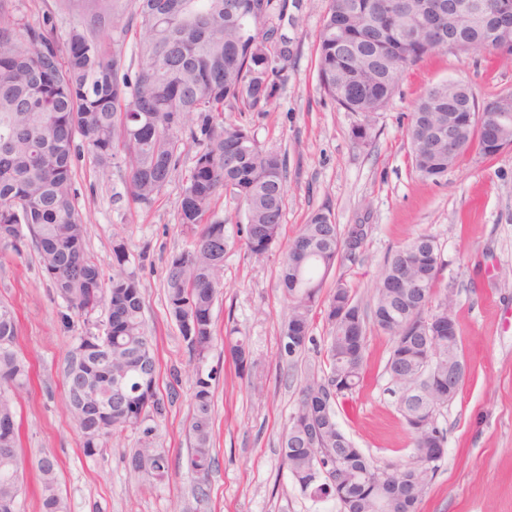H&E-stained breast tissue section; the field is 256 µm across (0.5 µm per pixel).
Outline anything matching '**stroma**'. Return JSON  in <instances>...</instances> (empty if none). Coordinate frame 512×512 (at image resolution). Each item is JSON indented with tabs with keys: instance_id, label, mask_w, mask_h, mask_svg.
<instances>
[{
	"instance_id": "stroma-1",
	"label": "stroma",
	"mask_w": 512,
	"mask_h": 512,
	"mask_svg": "<svg viewBox=\"0 0 512 512\" xmlns=\"http://www.w3.org/2000/svg\"><path fill=\"white\" fill-rule=\"evenodd\" d=\"M288 3L279 32L290 54L272 105L265 112L229 115L251 127L263 145L285 154L287 208L282 242L257 260L235 242L245 222L243 207L224 196L217 203L234 244L224 255V286L213 309L215 339L207 359L218 382L216 460L206 495L198 494L187 462L194 364L164 299L168 260L193 240L178 222L196 154L189 144L178 171L148 206L131 202L125 170L101 178L85 156L75 167V204L87 227L89 255L111 275L112 237H124L130 268L143 287L142 317L157 358L158 393L168 400L151 434L129 429L95 455L84 454L63 385L66 357L82 323L69 317L32 245L0 248V301L16 312V349L31 369L30 386L14 396L24 464L20 512H39L36 461L45 451L58 459L70 512H339L337 503L304 496L279 455L305 374L327 367L330 336L326 311L318 309L306 351L292 362L282 358L280 329L288 316L278 278L283 242L322 207L341 228L366 227L362 248L338 263L326 282L330 288L345 283L365 306L391 250L420 234L436 240L445 263L437 289L455 300L467 372L455 399L437 415L447 445L420 512H512V147L488 157L468 154L435 184L414 174L407 137L410 113L435 84H466L481 101L512 93V53L447 48L425 56L402 75L388 107L368 122L339 107L319 85L325 0ZM12 10L31 24L52 17L62 37L83 13L82 6L67 8L60 0H12ZM363 123L369 135L359 142L354 130ZM233 328L248 340L252 367L246 377L224 348ZM391 346L388 336L368 328L364 381L335 412L356 448L398 469L415 450L398 411V389L385 370ZM151 443L169 449L171 466L168 478L148 486L129 475L124 455Z\"/></svg>"
}]
</instances>
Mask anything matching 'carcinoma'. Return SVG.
Wrapping results in <instances>:
<instances>
[{"label": "carcinoma", "mask_w": 512, "mask_h": 512, "mask_svg": "<svg viewBox=\"0 0 512 512\" xmlns=\"http://www.w3.org/2000/svg\"><path fill=\"white\" fill-rule=\"evenodd\" d=\"M9 2L0 0V246L18 251L31 240L57 296L82 321L64 385L89 456L113 435L162 415L165 401L156 381L142 376L144 366L155 367L157 360L126 242L112 238L108 278L88 256L86 225L73 197L75 161L86 153L104 177L113 166L125 169L130 198L150 205L178 170L185 140L198 147L179 211V223L196 233L189 248L169 259L164 288L167 310L196 364L188 464L203 481L215 463L216 372L206 361L230 245L217 200L224 194L245 208L240 244L257 258L280 239L286 210L285 157L260 144L248 126L224 121V113L262 112L272 103L276 61L289 54L273 19L284 16L288 0H112L109 9L86 12L63 42L50 17L38 25L24 22L13 16ZM398 2L399 12L388 15L379 0H328L318 42L319 81L340 107L366 120L389 104L405 69L448 47V30L420 12L421 0ZM133 16L142 36L131 73L124 40H112L109 51L99 33L110 26L124 36ZM450 25L465 37L462 50L495 49L469 30V15L451 18ZM435 127L449 135H436ZM408 138L414 171L439 183L464 155L492 156L512 144V96L480 104L464 84L434 85L410 116ZM350 235L352 229L341 230L322 208L283 251L279 279L289 315L281 353L292 359L305 349L313 313L323 302L331 331L328 369L304 377L281 435L280 456L303 494L334 500L340 512H381L398 495L405 497L403 512H418L437 469L429 460L442 459L430 449L447 443L436 415L465 377L458 334H437L432 323L438 316L448 324L453 298L437 293L444 264L435 240L425 234L387 256L370 308L360 306L341 282L323 298L326 277ZM102 306L107 317L98 321L94 315ZM369 321L392 342L385 366L390 379L415 392L399 407L415 456L396 483L382 480L389 467L353 446L334 411L336 401L362 383ZM16 340L15 312L0 302V512H18L22 491L13 395L29 370ZM224 344L238 370L246 371V339L227 336ZM123 371L126 398L114 403L112 376ZM170 464L166 448H133L127 455L130 476L149 484L163 480ZM37 470L40 512H68L55 455L43 453Z\"/></svg>", "instance_id": "obj_1"}]
</instances>
